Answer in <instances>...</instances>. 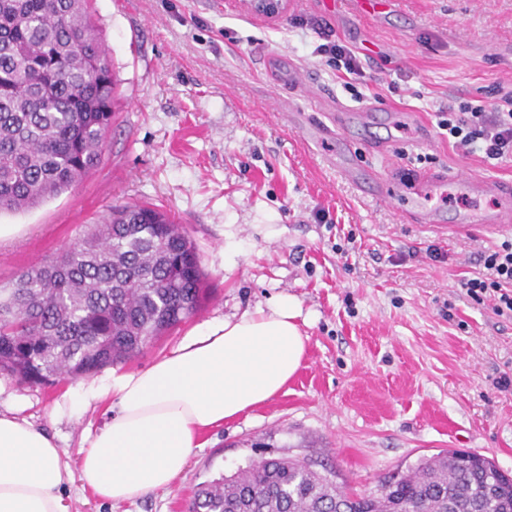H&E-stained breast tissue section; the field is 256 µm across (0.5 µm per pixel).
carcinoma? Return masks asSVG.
Instances as JSON below:
<instances>
[{
  "mask_svg": "<svg viewBox=\"0 0 512 512\" xmlns=\"http://www.w3.org/2000/svg\"><path fill=\"white\" fill-rule=\"evenodd\" d=\"M116 81L86 0H0V212L29 210L102 155ZM195 249L174 218L122 204L50 263L0 289V370L29 384L129 359L201 305ZM188 512H512V477L488 457H423L376 495L272 458L198 488Z\"/></svg>",
  "mask_w": 512,
  "mask_h": 512,
  "instance_id": "carcinoma-1",
  "label": "carcinoma"
}]
</instances>
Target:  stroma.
<instances>
[{"label":"stroma","mask_w":512,"mask_h":512,"mask_svg":"<svg viewBox=\"0 0 512 512\" xmlns=\"http://www.w3.org/2000/svg\"><path fill=\"white\" fill-rule=\"evenodd\" d=\"M117 80L100 163L33 209L0 213V287L48 262L112 206L171 212L209 292L201 308L111 371L150 366L196 327L300 304L302 368L272 401L206 432L183 475L133 502L69 483L70 512H187L197 488L267 458L307 462L370 494L420 458L475 451L512 474V319L461 279L501 243L457 230L492 207L446 184L425 200L445 226L413 221L409 177L467 172L512 184V160L459 155L437 127L443 100H489L512 83V0H288L270 20L239 0H91ZM342 43L363 76L344 86L316 48ZM347 109V170L314 123ZM74 379L0 371V413L18 412L75 463L108 404L71 405Z\"/></svg>","instance_id":"35a3bbf8"}]
</instances>
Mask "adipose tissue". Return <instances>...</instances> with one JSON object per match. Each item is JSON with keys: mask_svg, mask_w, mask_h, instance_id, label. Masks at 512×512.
Wrapping results in <instances>:
<instances>
[{"mask_svg": "<svg viewBox=\"0 0 512 512\" xmlns=\"http://www.w3.org/2000/svg\"><path fill=\"white\" fill-rule=\"evenodd\" d=\"M299 316L297 300L279 296L194 329L146 369L80 390L83 400H114L117 411L74 470L46 432L0 413V512H69L63 486L75 477L115 503L172 486L204 432L271 401L296 376L308 340Z\"/></svg>", "mask_w": 512, "mask_h": 512, "instance_id": "ef3b65f1", "label": "adipose tissue"}]
</instances>
